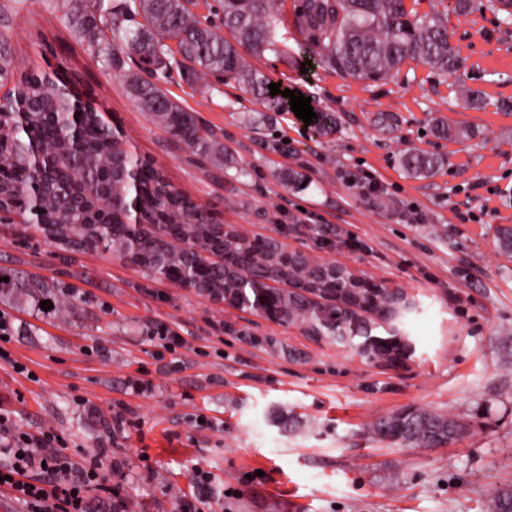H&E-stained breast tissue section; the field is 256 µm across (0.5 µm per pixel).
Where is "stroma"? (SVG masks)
Masks as SVG:
<instances>
[{
  "mask_svg": "<svg viewBox=\"0 0 512 512\" xmlns=\"http://www.w3.org/2000/svg\"><path fill=\"white\" fill-rule=\"evenodd\" d=\"M299 2L276 0L277 48L251 63L310 97L330 125L303 123L285 102L269 109L228 79L189 85L175 70L169 95L216 134L202 157L130 98L135 65L104 68L54 0H0L16 76L76 78L128 144L220 222L422 303L406 325L415 358L394 370L113 252L65 250L29 225L0 223L1 269L80 297L63 315L0 300L11 326L0 415L29 432L55 429L75 461L101 455L114 491L93 494L90 512H180L191 497L204 512H492L494 492L512 489V255L497 241L512 227V25L474 0L471 14L448 17L462 76L410 60L373 83L308 64L290 23ZM460 82L486 106L457 101ZM438 125L468 135L441 137ZM409 148L441 166L409 176L399 163ZM167 329L181 338L172 351ZM409 409L461 416L469 432L441 448L374 435L378 418ZM118 413L135 428L114 432ZM199 468L209 483L195 481Z\"/></svg>",
  "mask_w": 512,
  "mask_h": 512,
  "instance_id": "1",
  "label": "stroma"
}]
</instances>
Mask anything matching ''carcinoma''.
<instances>
[{
	"instance_id": "carcinoma-1",
	"label": "carcinoma",
	"mask_w": 512,
	"mask_h": 512,
	"mask_svg": "<svg viewBox=\"0 0 512 512\" xmlns=\"http://www.w3.org/2000/svg\"><path fill=\"white\" fill-rule=\"evenodd\" d=\"M274 0H223L222 22L203 21L191 10V0H126L118 8H109L105 0H68L64 23L86 43L87 49L110 66L118 60V49L136 65H142L148 78L131 76L126 90L144 112H150L164 125L173 139L183 141L196 151L208 155L217 141L215 135L197 118L170 98L161 87L172 69L180 70L186 79L198 83L206 74L225 76L236 81L245 91L276 104L268 89L269 79L247 63L245 55L259 56L276 48L270 18ZM295 23L308 52L324 66L349 77L384 81L408 60H418L442 74H455L465 65L461 48L453 41L454 32L448 19L436 13L419 18L405 0H300ZM10 37L0 33V79H7L15 68L10 50ZM176 41L178 55H173L168 42ZM56 97L43 96V91L24 79L16 86L23 95L42 98L39 108L29 111L24 120L0 136V176L11 188V203L19 209L29 208L27 190L42 180V173L27 161L29 146L36 141L53 161L49 181L42 189L40 220L48 225L53 239L61 245H74L87 238L85 213L69 207L63 200L64 187L78 177L88 188H94L99 168L122 160L127 170H136L138 191L144 209L155 215L160 224L190 226V247L205 244L204 209L178 191L151 160L122 151L114 140L123 138L117 128L107 124L100 106L91 101L83 123L86 144L81 153H61L68 132L66 113L74 88L65 84L66 77L57 76ZM442 163L436 156L407 150L401 164L412 177L426 178ZM228 251L234 254L259 253L278 267L282 257L272 256L266 243L230 238ZM93 247L111 250L120 259L148 263L150 250L125 254L113 247L111 231L98 230ZM179 260L169 279L185 277L193 263L192 250H177ZM9 281L4 282L2 278ZM317 288L329 291L341 285L347 294L361 302L375 293L356 286L344 278L330 274L317 277ZM25 293L35 304L48 300L52 312L59 313L76 306L66 287H18L9 271H0V298L14 292ZM468 432V426L457 415L428 410H409L379 418L373 433L384 440L403 442L417 448H430L453 442ZM493 512H512V490L501 489L492 500Z\"/></svg>"
}]
</instances>
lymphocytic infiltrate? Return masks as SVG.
Wrapping results in <instances>:
<instances>
[{"label":"lymphocytic infiltrate","instance_id":"f902f5d3","mask_svg":"<svg viewBox=\"0 0 512 512\" xmlns=\"http://www.w3.org/2000/svg\"><path fill=\"white\" fill-rule=\"evenodd\" d=\"M0 487L26 512H88L97 492H111L100 457L76 464L65 439L52 429L23 431L0 415Z\"/></svg>","mask_w":512,"mask_h":512}]
</instances>
